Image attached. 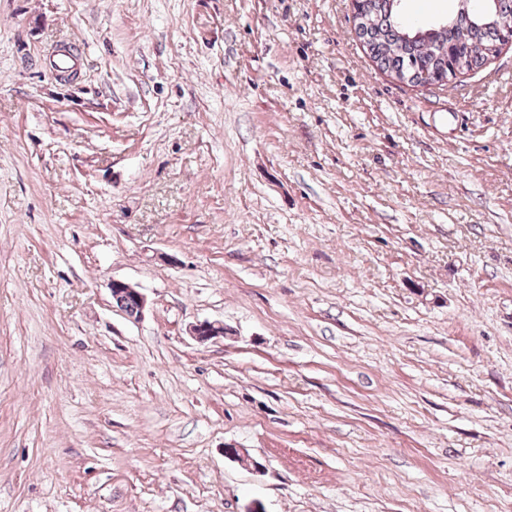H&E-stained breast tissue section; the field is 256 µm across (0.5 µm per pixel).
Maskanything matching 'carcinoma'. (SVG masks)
Here are the masks:
<instances>
[{
    "label": "carcinoma",
    "instance_id": "cac0c4a2",
    "mask_svg": "<svg viewBox=\"0 0 512 512\" xmlns=\"http://www.w3.org/2000/svg\"><path fill=\"white\" fill-rule=\"evenodd\" d=\"M355 31L383 71L428 85L457 71L480 68L512 31V0H494L485 13L473 0L426 23L403 19V0H355Z\"/></svg>",
    "mask_w": 512,
    "mask_h": 512
}]
</instances>
